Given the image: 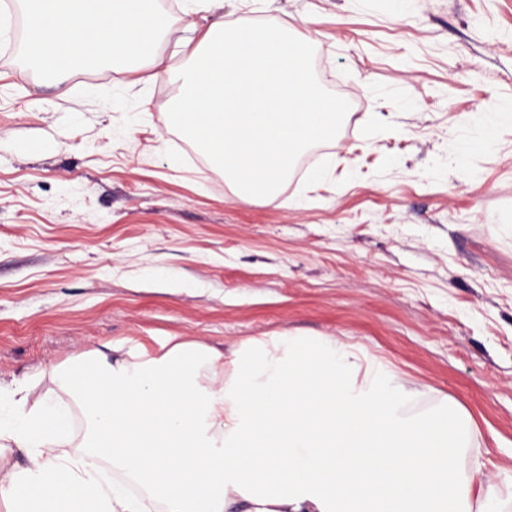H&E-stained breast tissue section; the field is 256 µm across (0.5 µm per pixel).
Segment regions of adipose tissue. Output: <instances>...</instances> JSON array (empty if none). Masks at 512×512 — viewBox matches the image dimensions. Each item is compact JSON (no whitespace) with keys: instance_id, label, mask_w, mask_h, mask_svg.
<instances>
[{"instance_id":"1","label":"adipose tissue","mask_w":512,"mask_h":512,"mask_svg":"<svg viewBox=\"0 0 512 512\" xmlns=\"http://www.w3.org/2000/svg\"><path fill=\"white\" fill-rule=\"evenodd\" d=\"M510 119L455 139L483 150ZM56 376L70 402L0 384V512H501L500 485L460 476L475 425L444 398L417 411L395 368L333 336L113 343Z\"/></svg>"}]
</instances>
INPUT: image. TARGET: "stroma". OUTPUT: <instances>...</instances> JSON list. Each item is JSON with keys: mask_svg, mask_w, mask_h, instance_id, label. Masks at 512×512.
I'll return each mask as SVG.
<instances>
[{"mask_svg": "<svg viewBox=\"0 0 512 512\" xmlns=\"http://www.w3.org/2000/svg\"><path fill=\"white\" fill-rule=\"evenodd\" d=\"M159 5L156 52L184 67L207 22ZM224 20L290 25L352 102L254 204L164 126L179 83L124 65L40 79L0 0V380L54 393L55 366L120 340L335 336L460 406L479 432L461 474L512 485V123L462 159L451 136L512 105V0H265Z\"/></svg>", "mask_w": 512, "mask_h": 512, "instance_id": "obj_1", "label": "stroma"}]
</instances>
